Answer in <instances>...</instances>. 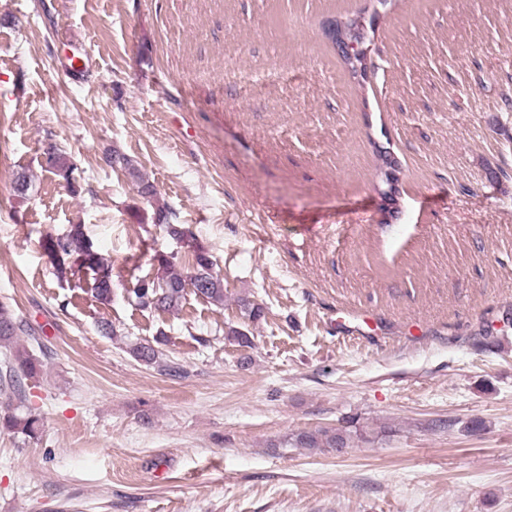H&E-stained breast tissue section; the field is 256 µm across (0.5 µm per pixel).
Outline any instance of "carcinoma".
I'll list each match as a JSON object with an SVG mask.
<instances>
[{
  "label": "carcinoma",
  "instance_id": "cac0c4a2",
  "mask_svg": "<svg viewBox=\"0 0 512 512\" xmlns=\"http://www.w3.org/2000/svg\"><path fill=\"white\" fill-rule=\"evenodd\" d=\"M114 160L136 180L139 189L150 191L155 196L153 185L145 181L133 160L124 155H115ZM47 164L56 176L66 182L73 179L76 166L60 149L48 153ZM148 220L162 226L174 237L184 236L185 230L179 224L172 223V212L164 205H152ZM43 251L51 258L61 255L62 259L54 263L56 274L60 278L80 269L93 272L104 271L107 278L92 279L91 292L102 304L112 301V264L101 252L97 244L88 236L84 225L73 224L61 235H50L42 241ZM192 263L182 265L173 256L154 255L156 275L141 276L136 268L128 273L127 298L137 307L162 312L179 309L188 293L207 300L216 306H224V276L215 270V263L209 252L202 246L191 247ZM34 335L30 324L16 315L11 306L0 301V348L6 350L0 361V403L7 407V412L0 417V428L13 434L33 438L38 432L39 418L32 411H19L14 402H22L28 382L36 381L43 371V361L30 349L17 345L18 337ZM162 340L138 342L129 346L130 356L147 366H157L170 377H181L184 368L177 362L166 361L160 350ZM296 443L302 448H336L341 450L348 445V438L341 431L317 430L301 432L296 435Z\"/></svg>",
  "mask_w": 512,
  "mask_h": 512
}]
</instances>
